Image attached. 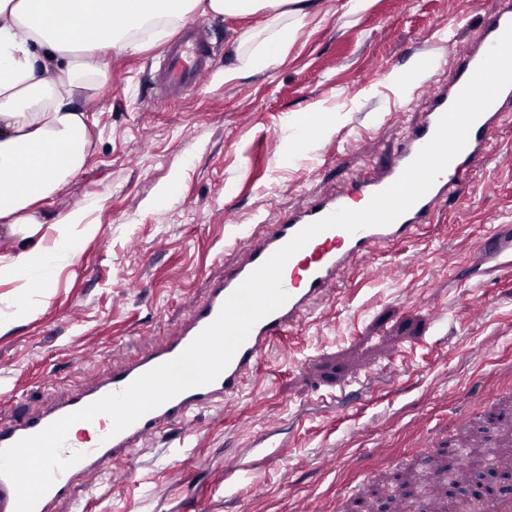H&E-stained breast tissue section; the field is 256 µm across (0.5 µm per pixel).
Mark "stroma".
<instances>
[{
	"instance_id": "35a3bbf8",
	"label": "stroma",
	"mask_w": 512,
	"mask_h": 512,
	"mask_svg": "<svg viewBox=\"0 0 512 512\" xmlns=\"http://www.w3.org/2000/svg\"><path fill=\"white\" fill-rule=\"evenodd\" d=\"M202 20L215 49L204 86L152 105L160 42L111 57L91 94L87 164L45 208L87 207L99 230L41 289L31 316L0 331V414L38 412L104 373L113 353L163 340L236 261L235 228L255 229L376 171L399 146L401 121L423 110L419 57L452 63L449 37L475 42L481 30L466 0H366L354 12L349 0H316L290 24L278 62L248 72L237 41L259 18ZM290 121L306 129L305 148L287 141ZM355 136L366 150L348 147ZM509 222L512 171L491 161L427 232L388 251L386 281L346 274L315 325L264 354L235 418L202 410L183 441L138 451L132 480L101 486L93 512H336L363 471L416 454L428 430L452 436L460 412L476 418L512 396V278L486 281L489 305L475 322L470 287L456 277L476 258L483 225ZM420 250L426 262L409 265ZM434 308L442 322H433ZM487 341L494 352L482 351ZM346 373L368 378L366 398L322 409L320 395ZM272 420L280 449L239 482L237 503L225 504V458L253 459L254 436ZM328 455L335 468L323 467ZM254 479L262 498L250 495Z\"/></svg>"
}]
</instances>
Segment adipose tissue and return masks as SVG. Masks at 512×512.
Returning <instances> with one entry per match:
<instances>
[{"instance_id": "1", "label": "adipose tissue", "mask_w": 512, "mask_h": 512, "mask_svg": "<svg viewBox=\"0 0 512 512\" xmlns=\"http://www.w3.org/2000/svg\"><path fill=\"white\" fill-rule=\"evenodd\" d=\"M310 0H0V224L17 252L0 255V283L35 274L46 287L56 266L73 262L97 225L85 209L44 217L40 207L81 173L92 123L81 95L89 74L103 75L105 52L141 50L168 36L195 13L264 14L270 36L252 41L243 66L264 70L288 42L287 18L303 20ZM94 29V42L82 33ZM53 246H45L47 232Z\"/></svg>"}]
</instances>
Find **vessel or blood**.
<instances>
[{
	"label": "vessel or blood",
	"mask_w": 512,
	"mask_h": 512,
	"mask_svg": "<svg viewBox=\"0 0 512 512\" xmlns=\"http://www.w3.org/2000/svg\"><path fill=\"white\" fill-rule=\"evenodd\" d=\"M468 6L470 13L482 20L480 42L453 40L455 63L450 68L436 59L422 61L421 66L429 75L423 95L426 110L419 122L404 124L401 146L385 162L379 177L348 185L333 194L314 196L306 208L287 211L276 220L264 221L261 234L247 231L237 234L234 246L241 254L239 261L226 268L222 277L212 281L207 297L192 307L182 324L170 328V337L164 344L133 358L113 355L112 368L105 378L81 387L43 412L26 417L0 416V450L41 432L58 419L106 395L123 390L143 374L179 356L217 317L224 302L247 277L299 231L339 209H363L375 193L393 184L431 140L442 114L455 101L507 26L512 24V0H468ZM211 69L212 50L206 27L200 22L191 23L167 45L160 57L155 81L156 101L167 103L182 98L201 86ZM443 70L447 71L448 78L442 83L436 76ZM508 112H512V85L505 87L476 119L464 148L437 176L431 188L391 224L353 233L330 228L309 240L283 268L281 284L288 295L287 300L253 325L245 342L213 382L178 393L121 432H114L111 418L101 414L88 423L89 429L96 433L94 439L78 443L66 440L63 456L79 452L83 458L57 473L53 485L37 503L35 512H50L54 504L68 499L72 500L75 512H85V504L72 499L76 482L91 487L105 477L114 483L128 480L129 457L155 439L170 436L197 410L218 406L225 416H235L246 383L270 345L301 326L316 304L334 299L340 291L343 275L349 270L362 267L372 280H385L389 269L378 261L383 250L416 236L421 227L431 223L451 195L466 180L474 178L486 159L493 132ZM478 255L479 263L465 268V278L481 276V266L485 263L491 264L498 275L512 276V225H487L480 238ZM380 495L393 512H446L448 508L447 501L440 495L439 482L433 476L428 478L416 501H406L395 488H382ZM466 510L512 512V496L474 498Z\"/></svg>",
	"instance_id": "1"
}]
</instances>
